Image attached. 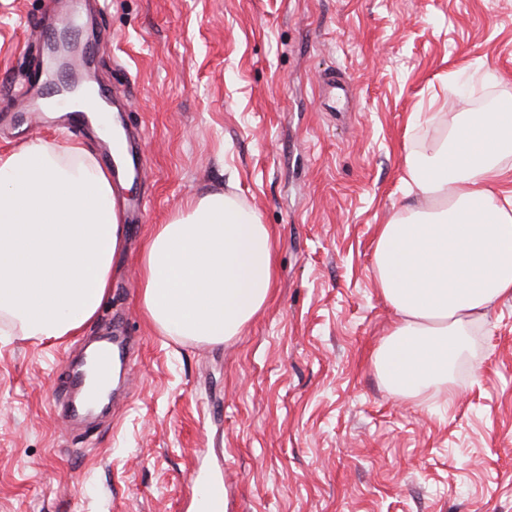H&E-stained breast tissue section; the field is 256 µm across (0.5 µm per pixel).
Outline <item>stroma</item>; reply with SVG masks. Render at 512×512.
<instances>
[{
  "label": "stroma",
  "mask_w": 512,
  "mask_h": 512,
  "mask_svg": "<svg viewBox=\"0 0 512 512\" xmlns=\"http://www.w3.org/2000/svg\"><path fill=\"white\" fill-rule=\"evenodd\" d=\"M45 4L0 0L1 153L60 133L18 114ZM87 24L107 29L101 80L125 85L147 173L119 197L143 220L80 332L0 327V512H198V466L223 474L229 512H512V298L458 364L455 403L396 397L371 365L396 319L372 263L411 203L405 156L512 99V0H107ZM218 191L270 225L277 274L215 346L147 323L137 262L154 225ZM122 320V394L71 421L65 368Z\"/></svg>",
  "instance_id": "stroma-1"
}]
</instances>
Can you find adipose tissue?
<instances>
[{
	"instance_id": "ef3b65f1",
	"label": "adipose tissue",
	"mask_w": 512,
	"mask_h": 512,
	"mask_svg": "<svg viewBox=\"0 0 512 512\" xmlns=\"http://www.w3.org/2000/svg\"><path fill=\"white\" fill-rule=\"evenodd\" d=\"M512 113L469 112L443 145L406 160L416 205L380 226L372 272L398 319L371 363L389 390L458 396L474 329L512 297ZM125 226L112 174L82 142L37 139L0 154V323L54 339L91 321L112 286ZM276 246L260 214L221 192L187 199L145 239L148 321L220 345L269 302Z\"/></svg>"
}]
</instances>
